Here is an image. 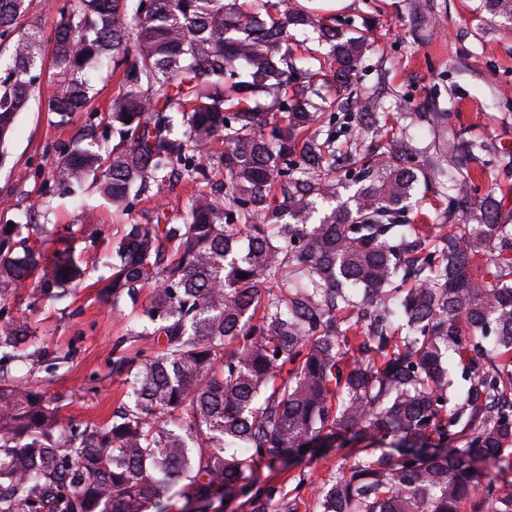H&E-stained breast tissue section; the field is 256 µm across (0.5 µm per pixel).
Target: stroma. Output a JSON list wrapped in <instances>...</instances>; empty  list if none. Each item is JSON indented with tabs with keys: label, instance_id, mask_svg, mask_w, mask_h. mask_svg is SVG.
Returning <instances> with one entry per match:
<instances>
[{
	"label": "stroma",
	"instance_id": "35a3bbf8",
	"mask_svg": "<svg viewBox=\"0 0 512 512\" xmlns=\"http://www.w3.org/2000/svg\"><path fill=\"white\" fill-rule=\"evenodd\" d=\"M316 9L338 15L347 30L364 37L365 49L352 89L379 93L382 110L408 124V113L441 112L440 127H413L419 146L436 132H458L483 141L486 165L467 192L468 200L485 195L489 187L504 194L503 222L512 224V172L499 168V158L512 153V27L482 6V0H317ZM92 81L87 110L60 122L49 112L53 87L41 82L25 112L19 113L0 164V225L48 222L72 233L76 250L97 254L99 262L87 272L74 294L56 302L11 298L0 307V326L28 322L49 351L35 371L21 367L14 375L22 385L60 399L63 415L76 423L102 422L125 402L126 385L112 373V361L123 354L153 353L157 340L131 336L134 316L130 302L112 304L102 297L97 280L107 275L106 262L122 226L112 209L92 189L80 198L59 195L51 170L59 158L79 147V134L90 121L101 120L120 87L104 62L90 69ZM198 187L176 181L162 192L136 200L133 220L145 221L155 209L182 212ZM381 444L336 440L331 447L292 462H260L250 484L227 502H199L181 486L163 483L161 499L168 512H250L249 500L266 484L281 485L299 496L301 512H313L314 490L357 456L380 454Z\"/></svg>",
	"mask_w": 512,
	"mask_h": 512
}]
</instances>
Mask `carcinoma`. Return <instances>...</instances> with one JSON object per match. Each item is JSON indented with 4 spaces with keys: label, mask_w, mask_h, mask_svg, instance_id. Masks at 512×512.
Masks as SVG:
<instances>
[{
    "label": "carcinoma",
    "mask_w": 512,
    "mask_h": 512,
    "mask_svg": "<svg viewBox=\"0 0 512 512\" xmlns=\"http://www.w3.org/2000/svg\"><path fill=\"white\" fill-rule=\"evenodd\" d=\"M26 0H0V40L11 39L0 79L2 147L42 71L44 29L17 33ZM512 26V0H483ZM52 32L54 94L66 122L91 90L87 66L112 59L121 88L105 116L115 144L87 146L54 165L70 195L91 178L116 212L173 180L200 185L176 219L131 222L112 248L100 291L141 304L129 335L159 339L154 354L117 357L127 408L73 423L62 405L10 378L41 363L31 327L0 328V512H145L159 504L156 474L200 501L222 498L253 466L343 434L394 437L315 491L317 512H512V491L481 480L474 463L512 458V225L487 198L463 224L418 226L413 192L442 193L448 209L472 181L482 144L448 142V167L402 136L382 154L338 143L335 112L313 100L322 57L292 61L294 32L328 45L332 79L352 95L364 42L299 0H68ZM293 94H286L288 87ZM271 101L267 111L249 106ZM347 119L389 135L357 98ZM363 186L328 212L341 175ZM21 225H0V301L19 291L60 300L84 281V262L41 227L17 246ZM486 262L483 275L475 258ZM414 279L408 288L407 279ZM281 285L261 294V283ZM148 290L145 301L140 292ZM469 382L457 403L453 366ZM465 436L468 448H452ZM250 512H300L278 485Z\"/></svg>",
    "instance_id": "1"
}]
</instances>
